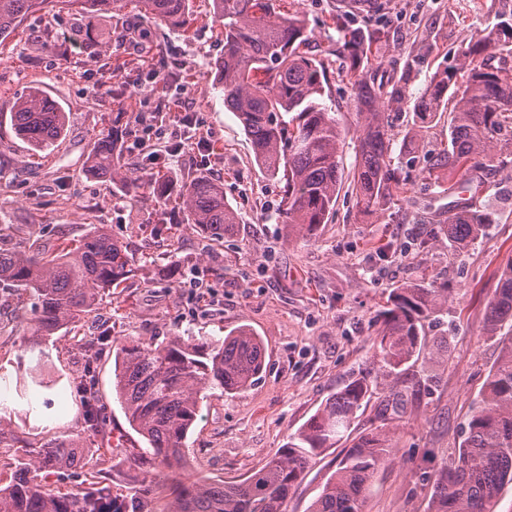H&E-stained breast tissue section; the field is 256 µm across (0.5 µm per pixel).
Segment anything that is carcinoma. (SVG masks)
Returning <instances> with one entry per match:
<instances>
[{
  "label": "carcinoma",
  "instance_id": "1",
  "mask_svg": "<svg viewBox=\"0 0 512 512\" xmlns=\"http://www.w3.org/2000/svg\"><path fill=\"white\" fill-rule=\"evenodd\" d=\"M79 12L114 10L123 0H69ZM144 13L182 29L190 16V0H137ZM214 16L224 34V57L218 63L224 103L239 118L256 163L284 181L278 203L287 235L314 236L328 221L341 184L344 137L324 104L325 62L307 54L309 23L298 10H278L273 0H213ZM36 0H0V38L13 31ZM349 64L346 77L355 107L365 114L359 158L353 173L357 206L363 213L390 204L404 184L388 151V121L381 107L405 96L411 66L405 65L392 87L375 79L383 65L386 24L345 33ZM460 63L435 72L413 105L423 121L445 111L448 146L423 156V169L460 176L459 188L475 186L474 177L512 158V17L491 29L469 35L458 48ZM15 133L33 149L45 151L67 131L64 108L34 87L11 112ZM126 168L117 142L101 137L86 157V170L109 179ZM186 223L221 240L237 223L224 202V184L202 175L180 194ZM448 223L436 229L456 247L477 238L490 223L473 204L457 196L449 205ZM130 258L123 243L102 226L54 254L44 246L25 250L0 248V283L34 297L30 347L38 351L32 367L44 363L43 345L69 330L106 294L124 282ZM447 288L404 283L387 300L382 326L374 340L377 365L395 376L387 395L393 412L421 399L423 379L413 371L419 359L448 360V347L429 344L424 322L448 303ZM491 333L508 327L501 337L495 367L474 401L461 446L432 481L429 512H493L502 487L512 484V262L499 276V287L486 305ZM95 355H90L75 389L84 408L85 429L96 434L106 422L107 407L97 388ZM115 391L130 426L149 444L132 455L134 469L150 475L132 497L112 495L100 474L88 486L62 491L40 473L79 467L81 436H59L34 443L3 425L11 410L0 406V443L19 445L10 475L0 470V512H137L136 500L170 493L165 512H282L290 492L309 465L342 438L350 440L336 470L309 512H363L373 478L389 449L386 425L352 435L358 413L371 398L370 380L356 378L330 395L288 443L240 480L185 483L173 478L186 464V439L201 410V393L242 391L264 369L262 341L242 326L224 337L174 336L158 345L127 343L117 347Z\"/></svg>",
  "mask_w": 512,
  "mask_h": 512
}]
</instances>
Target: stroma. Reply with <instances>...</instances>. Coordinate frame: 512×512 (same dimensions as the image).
<instances>
[{
	"instance_id": "stroma-1",
	"label": "stroma",
	"mask_w": 512,
	"mask_h": 512,
	"mask_svg": "<svg viewBox=\"0 0 512 512\" xmlns=\"http://www.w3.org/2000/svg\"><path fill=\"white\" fill-rule=\"evenodd\" d=\"M388 30L386 56L412 67L405 97L386 103L392 125L393 164L407 184L390 205L359 213L352 174L357 135L365 117L339 52L343 31L364 27L365 0H277L296 6L314 35L307 49L327 66L326 106L347 133L343 183L336 205L316 237L286 238L277 211L282 184L259 167L238 119L224 105L216 64L224 40L212 23V0H193L188 28L173 29L146 15L137 0L106 14H78L61 0H44L0 42V247L49 248L81 239L105 225L132 260L118 294L106 297L79 333L108 332L110 345L97 362L98 388L111 407L105 437L84 436L85 456L99 457L108 441L115 490L126 495L128 460L145 440L128 424L112 383L114 347L131 341L158 344L173 336L222 337L247 327L265 347V367L248 389L213 394L187 438V481L239 479L288 441L324 400L353 377L369 376L374 395L355 432L379 426V395L391 380L374 357L389 293L421 283L449 288L448 303L427 321L428 339H449L444 363H416L430 379L420 401L408 405L393 449L377 471L364 512H427L431 477L461 443V427L499 353L487 335L485 307L501 269L512 260V165L483 178L476 205L489 212L484 235L462 248L431 236L448 221L449 197L412 160L414 150L448 142V120L420 122L414 97L439 69L456 65V50L471 31L512 13V0H382ZM146 39H139V32ZM57 99L68 115L67 132L53 151L36 152L16 135L14 102L31 88ZM183 95L204 148L168 156L167 139L147 132L143 116L163 100ZM117 134L129 163L163 176L175 192L155 207L153 187L138 201L119 185L87 173L92 143ZM156 152L148 158L142 141ZM205 175L224 185L238 222L217 242L184 222L178 189ZM33 297L0 290V372L24 374L32 355L22 336ZM41 383L24 397L0 386V404L14 409L11 427L27 438L49 440L82 433L84 415L72 381L88 356L71 336L55 337ZM343 445L326 449L292 490L283 512H308L336 469Z\"/></svg>"
}]
</instances>
